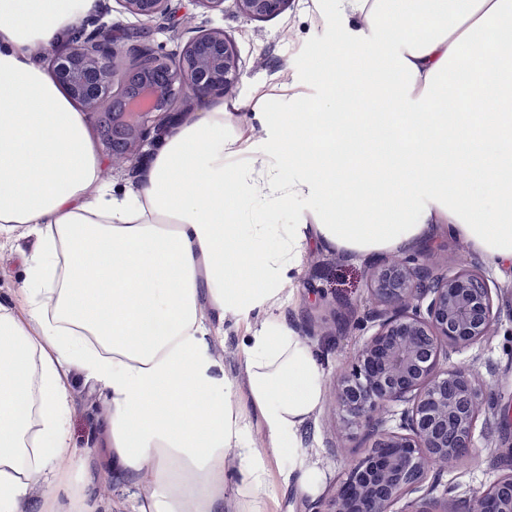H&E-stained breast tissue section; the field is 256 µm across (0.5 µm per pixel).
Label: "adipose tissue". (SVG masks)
Here are the masks:
<instances>
[{"label": "adipose tissue", "mask_w": 512, "mask_h": 512, "mask_svg": "<svg viewBox=\"0 0 512 512\" xmlns=\"http://www.w3.org/2000/svg\"><path fill=\"white\" fill-rule=\"evenodd\" d=\"M97 4L0 0V232L38 238L24 314L0 303V512H30L66 449L72 366L109 401V466L134 512H224L229 483L237 512H263L281 458L284 483L317 495L306 436L327 385L279 313L282 286L310 243L405 253L436 224L512 268V48L476 46L512 34V0H316L345 24L319 47L307 111L266 116L272 148L225 135L238 103L222 101L183 118L121 195L32 55ZM301 198L318 208L255 223ZM227 315L244 330L242 390L206 324Z\"/></svg>", "instance_id": "1"}]
</instances>
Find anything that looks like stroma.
Masks as SVG:
<instances>
[{
  "instance_id": "obj_1",
  "label": "stroma",
  "mask_w": 512,
  "mask_h": 512,
  "mask_svg": "<svg viewBox=\"0 0 512 512\" xmlns=\"http://www.w3.org/2000/svg\"><path fill=\"white\" fill-rule=\"evenodd\" d=\"M189 18L178 32L152 30L150 42L159 51L173 54L187 40L189 28H221L235 42L241 61V76L231 95L241 107L225 117V130L254 129L258 145H265V134L256 118L260 112H291L297 101H309L318 95L313 79L316 47L334 37L336 24L308 9L306 0H292L283 13L261 21L241 15L233 0H225L223 11H206L186 5ZM296 78L293 89L279 86L280 71ZM437 244L435 262L444 269L459 263L478 264L490 286L504 289L505 302L493 336L475 345L463 356L471 364L488 399L506 402L512 399V274H500L483 256L462 241L449 236L444 226L431 232ZM37 246L34 235L21 232L0 236V301L21 305L27 272L24 255ZM382 255L352 258L331 248L311 244L303 257L301 275L288 287L290 300L282 308L288 324L313 345L323 367L327 383L348 372L363 339L371 328L365 314L372 305L368 268L382 262ZM214 338L217 358L236 381H243L241 338L243 330L235 319L218 322ZM73 404L68 420V451L57 465L71 476L81 478L88 492L99 501V512H133L130 493L120 483H106L109 472L108 450L102 438V422L107 414L104 394L80 372H72ZM312 455L326 470L327 480L318 496L311 497L297 487H285L280 476L287 461L272 464V485L267 500L268 512H309L310 505L325 506L333 497L348 464L365 451L359 429H345L330 405H323L311 425ZM512 472V420L491 419L478 425L473 456L460 468L445 475L459 493L480 490L505 473Z\"/></svg>"
}]
</instances>
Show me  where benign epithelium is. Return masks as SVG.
<instances>
[{"instance_id":"obj_1","label":"benign epithelium","mask_w":512,"mask_h":512,"mask_svg":"<svg viewBox=\"0 0 512 512\" xmlns=\"http://www.w3.org/2000/svg\"><path fill=\"white\" fill-rule=\"evenodd\" d=\"M140 20H166L173 0H117ZM262 20L291 0H234ZM60 87L97 118L106 155L136 169L145 147L162 138L192 101L230 94L240 78L238 50L221 28L202 29L180 52H158L148 32L120 23L76 28L50 60ZM428 245L371 266L368 313L373 332L349 373L334 384V407L348 427L365 430L366 453L348 470L328 512H512V474L466 495L442 483L474 446L485 404L468 367L451 361L492 335L497 320L488 278L469 266L440 270ZM401 407L399 423L388 415ZM452 505L451 510L440 506Z\"/></svg>"}]
</instances>
